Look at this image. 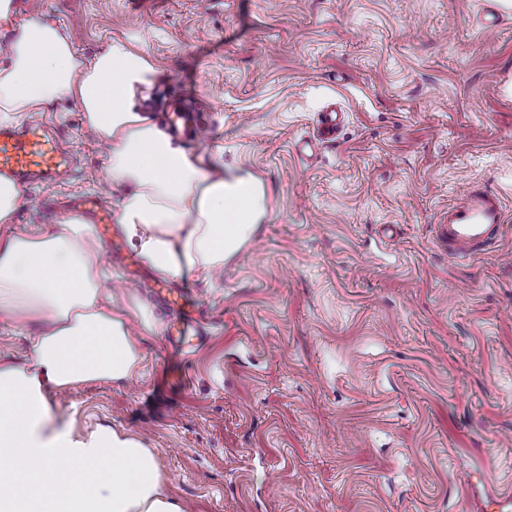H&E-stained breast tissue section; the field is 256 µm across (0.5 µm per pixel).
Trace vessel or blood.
<instances>
[{
    "instance_id": "1",
    "label": "vessel or blood",
    "mask_w": 512,
    "mask_h": 512,
    "mask_svg": "<svg viewBox=\"0 0 512 512\" xmlns=\"http://www.w3.org/2000/svg\"><path fill=\"white\" fill-rule=\"evenodd\" d=\"M346 119L335 103H327L317 116L311 139L298 141L297 156H305L321 147L335 144ZM72 153L63 138L41 125L22 128L0 126V175L20 182L54 184L66 180L71 172ZM505 213L498 193L478 184L469 185L459 203L437 219L435 236L450 258L464 261L486 249L498 246ZM170 341L179 348L201 339L195 313L174 303Z\"/></svg>"
}]
</instances>
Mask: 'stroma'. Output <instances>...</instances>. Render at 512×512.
<instances>
[{"label":"stroma","instance_id":"obj_1","mask_svg":"<svg viewBox=\"0 0 512 512\" xmlns=\"http://www.w3.org/2000/svg\"><path fill=\"white\" fill-rule=\"evenodd\" d=\"M91 58L115 39L159 76L140 110L193 91L200 154L259 172L254 245L213 280H163L119 228L99 235L116 301L135 289L130 381L52 393L59 421L142 435L185 512H481L468 491L512 481V13L489 0H15ZM337 100L334 147L292 151ZM75 154L58 186H26L13 226H48L79 195L114 207L105 146L79 104L39 115ZM498 191L499 250L449 258L435 217L467 183ZM189 288L205 328L168 342L157 283Z\"/></svg>","mask_w":512,"mask_h":512}]
</instances>
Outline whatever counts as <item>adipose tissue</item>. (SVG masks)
I'll list each match as a JSON object with an SVG mask.
<instances>
[{
	"instance_id": "adipose-tissue-1",
	"label": "adipose tissue",
	"mask_w": 512,
	"mask_h": 512,
	"mask_svg": "<svg viewBox=\"0 0 512 512\" xmlns=\"http://www.w3.org/2000/svg\"><path fill=\"white\" fill-rule=\"evenodd\" d=\"M16 29L0 67V117L78 102L108 146L106 176L122 191L115 222L139 258L172 279L223 271L267 215L252 172L189 153L139 110L137 93L158 77L143 52L116 41L81 59L37 13ZM105 278L102 247L78 216L0 235V315L39 324L25 363L0 361V512H184L140 436L105 426L74 433L48 401V391L123 382L139 369L127 321L142 306L114 305Z\"/></svg>"
}]
</instances>
